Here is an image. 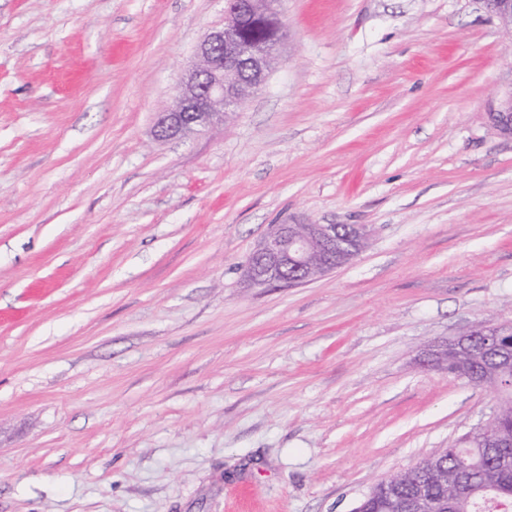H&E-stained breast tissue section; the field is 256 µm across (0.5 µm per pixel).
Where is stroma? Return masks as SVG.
<instances>
[{"label":"stroma","mask_w":512,"mask_h":512,"mask_svg":"<svg viewBox=\"0 0 512 512\" xmlns=\"http://www.w3.org/2000/svg\"><path fill=\"white\" fill-rule=\"evenodd\" d=\"M265 85L153 136L224 0H0V512H353L493 414L419 363L512 326V37L479 0H280ZM362 225L250 287L271 225ZM490 117L501 134L512 137V87L499 99Z\"/></svg>","instance_id":"1"}]
</instances>
